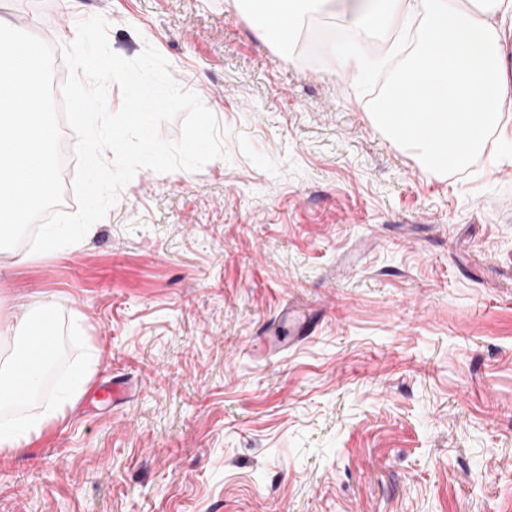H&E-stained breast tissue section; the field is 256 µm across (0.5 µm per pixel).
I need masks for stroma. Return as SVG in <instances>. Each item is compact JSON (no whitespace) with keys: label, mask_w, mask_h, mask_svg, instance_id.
Listing matches in <instances>:
<instances>
[{"label":"stroma","mask_w":512,"mask_h":512,"mask_svg":"<svg viewBox=\"0 0 512 512\" xmlns=\"http://www.w3.org/2000/svg\"><path fill=\"white\" fill-rule=\"evenodd\" d=\"M0 0L69 45L100 15L216 116L225 157L146 168L74 245L0 249V314L53 306L68 346L39 401L83 391L0 451V512H512V152L490 135L424 172L312 16L291 49L245 0ZM311 336L301 337L307 326ZM297 337L289 347L284 336ZM126 382L102 401L101 384Z\"/></svg>","instance_id":"35a3bbf8"}]
</instances>
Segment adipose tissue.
I'll return each mask as SVG.
<instances>
[{"label":"adipose tissue","instance_id":"adipose-tissue-1","mask_svg":"<svg viewBox=\"0 0 512 512\" xmlns=\"http://www.w3.org/2000/svg\"><path fill=\"white\" fill-rule=\"evenodd\" d=\"M262 22L263 37L287 46L304 19L330 0H246ZM345 27L353 40L335 46L336 69L353 84L389 75L376 110L378 123L398 145L421 149L427 172L465 163L490 133L512 146V81L502 58L512 42V0H344ZM411 38L399 44L402 30ZM372 39L397 42V60L371 56ZM64 400L51 401L38 418L0 424V447L28 445L63 415Z\"/></svg>","mask_w":512,"mask_h":512}]
</instances>
